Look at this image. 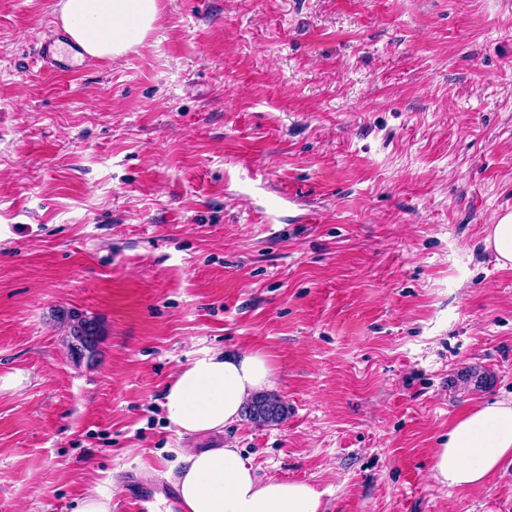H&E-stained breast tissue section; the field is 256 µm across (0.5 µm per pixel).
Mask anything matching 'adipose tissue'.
Instances as JSON below:
<instances>
[{
	"mask_svg": "<svg viewBox=\"0 0 512 512\" xmlns=\"http://www.w3.org/2000/svg\"><path fill=\"white\" fill-rule=\"evenodd\" d=\"M66 31L93 58H117L154 29L158 0H60ZM271 365L257 352L208 353L166 386L165 417L180 436L223 432L246 400L269 387ZM512 463V400L478 406L449 429L434 456L441 484L482 485ZM172 482L184 512H322L321 494L305 482L261 479L235 448L185 449Z\"/></svg>",
	"mask_w": 512,
	"mask_h": 512,
	"instance_id": "obj_1",
	"label": "adipose tissue"
}]
</instances>
